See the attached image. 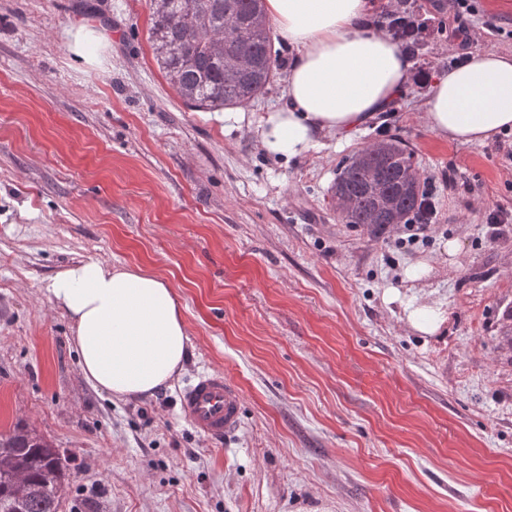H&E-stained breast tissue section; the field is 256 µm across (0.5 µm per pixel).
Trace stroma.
Segmentation results:
<instances>
[{"label":"stroma","instance_id":"stroma-1","mask_svg":"<svg viewBox=\"0 0 512 512\" xmlns=\"http://www.w3.org/2000/svg\"><path fill=\"white\" fill-rule=\"evenodd\" d=\"M397 106L350 141L267 154L290 49L246 120L189 109L148 41L150 0H0V431L36 429L68 460L60 512H512V132L432 131V80L463 59L448 0ZM471 46L512 54V0H474ZM103 36L88 64L79 19ZM401 137L435 201L426 239L344 223L339 162ZM459 251L448 255L445 242ZM141 265L171 281L188 355L150 396L82 376L46 286L67 264ZM420 264L419 276L405 271ZM442 313L434 335L402 301ZM219 370L243 394L211 440L178 394Z\"/></svg>","mask_w":512,"mask_h":512}]
</instances>
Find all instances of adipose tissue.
<instances>
[{
  "label": "adipose tissue",
  "instance_id": "ef3b65f1",
  "mask_svg": "<svg viewBox=\"0 0 512 512\" xmlns=\"http://www.w3.org/2000/svg\"><path fill=\"white\" fill-rule=\"evenodd\" d=\"M375 0H266L293 52L288 101L259 123L264 149L301 156L317 137H348L396 106L410 64L373 23ZM432 131L480 144L512 130V55L469 53L436 79L425 102ZM50 299L73 323L85 380L117 397L154 394L183 367L189 328L166 278L144 267L81 260L50 280Z\"/></svg>",
  "mask_w": 512,
  "mask_h": 512
}]
</instances>
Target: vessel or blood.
Listing matches in <instances>:
<instances>
[{
    "label": "vessel or blood",
    "mask_w": 512,
    "mask_h": 512,
    "mask_svg": "<svg viewBox=\"0 0 512 512\" xmlns=\"http://www.w3.org/2000/svg\"><path fill=\"white\" fill-rule=\"evenodd\" d=\"M243 397L223 373L199 374L179 393L182 415L193 429L211 439H229L241 428Z\"/></svg>",
    "instance_id": "vessel-or-blood-1"
}]
</instances>
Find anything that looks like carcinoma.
Instances as JSON below:
<instances>
[{
	"instance_id": "carcinoma-1",
	"label": "carcinoma",
	"mask_w": 512,
	"mask_h": 512,
	"mask_svg": "<svg viewBox=\"0 0 512 512\" xmlns=\"http://www.w3.org/2000/svg\"><path fill=\"white\" fill-rule=\"evenodd\" d=\"M150 39L170 83L196 110L244 105L263 95L276 76V52L264 0H151ZM394 0L381 5L395 31L416 18L413 6L392 14ZM397 197L399 210L385 208L381 193ZM422 173L399 138L372 143L338 167L334 196L346 197L347 224L376 236L420 207ZM23 423L0 432V512H58L67 480L59 449Z\"/></svg>"
}]
</instances>
